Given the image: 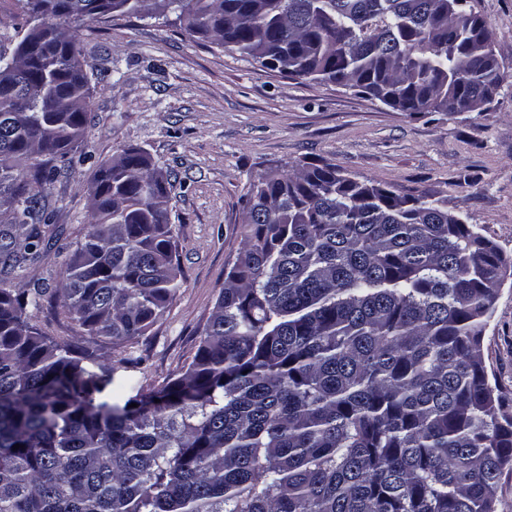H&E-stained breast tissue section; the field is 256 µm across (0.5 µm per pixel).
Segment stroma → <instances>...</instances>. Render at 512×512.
<instances>
[{
    "mask_svg": "<svg viewBox=\"0 0 512 512\" xmlns=\"http://www.w3.org/2000/svg\"><path fill=\"white\" fill-rule=\"evenodd\" d=\"M488 23L506 78L483 111L396 112L335 85L293 79L239 53L190 38L176 13L74 22L94 72L78 158L49 183V241L39 261L0 278L4 288L56 287L71 243L91 229L97 168L131 148L169 172L180 286L163 316L124 347L98 340L123 397L184 372L242 247L244 202L261 174L325 161L358 180L443 199L512 259V0H469ZM482 351L512 414V278L502 284Z\"/></svg>",
    "mask_w": 512,
    "mask_h": 512,
    "instance_id": "35a3bbf8",
    "label": "stroma"
}]
</instances>
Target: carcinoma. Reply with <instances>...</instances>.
I'll return each instance as SVG.
<instances>
[{
	"instance_id": "1",
	"label": "carcinoma",
	"mask_w": 512,
	"mask_h": 512,
	"mask_svg": "<svg viewBox=\"0 0 512 512\" xmlns=\"http://www.w3.org/2000/svg\"><path fill=\"white\" fill-rule=\"evenodd\" d=\"M156 0L186 32L289 78L398 112L489 104L503 81L467 0ZM147 0H55L51 40L0 47V274L39 256L46 196L90 119L77 31ZM93 226L59 288H0V512H496L512 415L482 338L512 260L444 202L330 163L259 178L243 245L187 370L141 397L33 323L44 302L82 337L143 336L179 288L167 179L132 148L101 164ZM141 407L133 409L129 404ZM19 449H13L14 445Z\"/></svg>"
}]
</instances>
